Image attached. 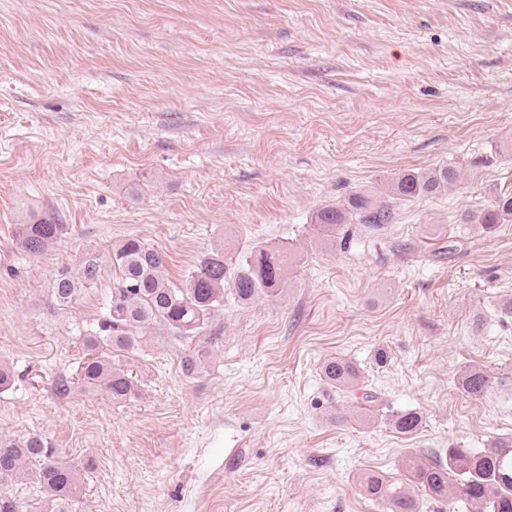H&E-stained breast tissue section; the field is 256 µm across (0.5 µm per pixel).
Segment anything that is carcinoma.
I'll return each mask as SVG.
<instances>
[{
	"mask_svg": "<svg viewBox=\"0 0 512 512\" xmlns=\"http://www.w3.org/2000/svg\"><path fill=\"white\" fill-rule=\"evenodd\" d=\"M459 169L443 165L428 171L407 170L387 184L396 197L437 195L457 185ZM394 221V211L373 196L358 192L342 203L318 209L311 223L333 244L346 247L347 227L359 224L380 232ZM464 223L491 230L512 223V192L500 193L487 206L464 215ZM66 225L53 214L34 215L17 227L20 248L37 256L65 234ZM297 255L286 246H255L242 258L232 259L217 248L205 254L181 284L165 273L164 255L140 238L131 236L112 249L104 261L95 252L83 253L75 269L54 279L55 301L67 305L83 292L97 287L105 273L112 277L111 299L99 332L82 338L78 380L85 387L103 392L112 402L124 403L139 391L137 379L114 359V353L131 354L139 349L143 334L162 326L176 338L193 339L208 327L224 307L230 293L241 305L259 296H273L286 286L296 266ZM324 381L341 391H361V405L368 411L378 400L375 392L360 385V373L350 361L336 357L321 366ZM498 384L489 371L472 367L460 379L462 390L481 397ZM423 423L415 410L400 411L389 419L399 434L417 432ZM84 467L60 455L41 433L0 436V512H22L13 487L32 481L43 495L42 512H78L79 481ZM361 491L385 512H421L417 489L429 500L461 502L475 512H512V440L495 442L484 450L449 448L432 459L408 457L399 475L367 471L360 474Z\"/></svg>",
	"mask_w": 512,
	"mask_h": 512,
	"instance_id": "obj_1",
	"label": "carcinoma"
}]
</instances>
